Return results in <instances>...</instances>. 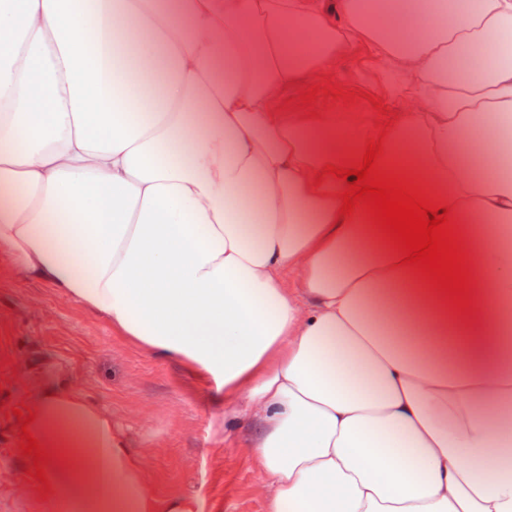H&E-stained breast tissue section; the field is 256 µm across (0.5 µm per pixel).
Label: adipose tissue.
<instances>
[{
	"label": "adipose tissue",
	"mask_w": 512,
	"mask_h": 512,
	"mask_svg": "<svg viewBox=\"0 0 512 512\" xmlns=\"http://www.w3.org/2000/svg\"><path fill=\"white\" fill-rule=\"evenodd\" d=\"M359 39L404 111H280ZM377 137L450 208L478 323L340 214L323 168ZM0 254L250 417L267 512H512V0H0ZM34 378L50 492L0 512H199Z\"/></svg>",
	"instance_id": "1"
}]
</instances>
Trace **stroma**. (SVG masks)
Returning a JSON list of instances; mask_svg holds the SVG:
<instances>
[{
    "label": "stroma",
    "instance_id": "obj_1",
    "mask_svg": "<svg viewBox=\"0 0 512 512\" xmlns=\"http://www.w3.org/2000/svg\"><path fill=\"white\" fill-rule=\"evenodd\" d=\"M333 109L354 115L395 112L370 44L355 43L337 56ZM354 101L344 104V93ZM61 368L76 390L111 410L133 448L149 459L160 498L190 494L203 512H265L266 490L248 444L250 419L220 428L225 406L173 359H158L113 332L102 317L61 300L54 289L27 282L0 260V483L19 481L23 458L13 409L28 403L34 385L24 363Z\"/></svg>",
    "mask_w": 512,
    "mask_h": 512
}]
</instances>
